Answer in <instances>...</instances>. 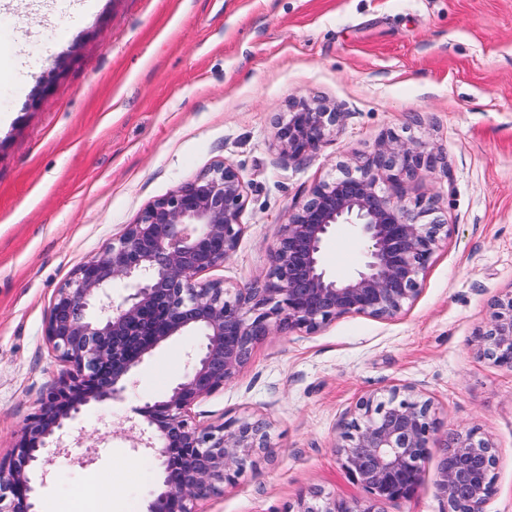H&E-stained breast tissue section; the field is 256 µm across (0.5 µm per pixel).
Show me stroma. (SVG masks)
Masks as SVG:
<instances>
[{
  "label": "stroma",
  "mask_w": 512,
  "mask_h": 512,
  "mask_svg": "<svg viewBox=\"0 0 512 512\" xmlns=\"http://www.w3.org/2000/svg\"><path fill=\"white\" fill-rule=\"evenodd\" d=\"M294 97L342 113L334 136L292 158L275 145ZM445 165L409 197L448 224L416 300L397 317L349 314L319 331L255 345L223 389L195 404L208 426L248 416L274 447L197 512H292L314 491L366 493L334 443L363 396L414 384L440 432L422 482L383 512H445L435 488L447 433L478 429L498 451L484 512H512V371L477 352L492 302L512 290V0H7L0 7V456L66 370L45 339L53 300L77 268L143 209L230 162L246 230L208 271L259 282L289 211L340 163L388 134ZM341 228L325 266L359 268ZM198 336L177 337L136 371L124 399L93 403L65 428L35 508L89 512L111 481L112 512H146L161 489L150 450L113 436L186 371Z\"/></svg>",
  "instance_id": "1"
}]
</instances>
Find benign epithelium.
I'll return each mask as SVG.
<instances>
[{"label": "benign epithelium", "instance_id": "7a95c632", "mask_svg": "<svg viewBox=\"0 0 512 512\" xmlns=\"http://www.w3.org/2000/svg\"><path fill=\"white\" fill-rule=\"evenodd\" d=\"M339 120L338 112L294 98L277 147L291 157L313 152ZM438 163L418 142L395 135L381 140L361 165L341 167L340 176L316 185L288 212L263 283L248 288L200 279L231 259L246 229L245 190L233 164H220L145 207L54 298L45 338L68 370L23 428L17 448L0 457V512H36L33 475L64 453L65 424L92 402L122 398L145 358L187 331L202 336L187 354V373L164 398L138 410L147 428L136 444L157 453L163 474L148 512H196L199 498L235 484L273 448L269 425L242 416L202 427L191 421L192 406L224 388L267 336L314 332L348 314L391 319L411 304L448 225L429 219L433 202L406 196L404 184ZM344 225L364 252L360 268L340 279L327 271L323 256ZM114 283L127 289L118 301L110 293ZM477 336L480 355L512 370V292L494 300ZM437 432L433 402L412 385L361 398L335 448L366 498L351 503L313 494L299 499L293 512H380L384 502L412 497ZM497 463L496 448L477 431L451 435L435 480L448 512H482Z\"/></svg>", "mask_w": 512, "mask_h": 512}]
</instances>
